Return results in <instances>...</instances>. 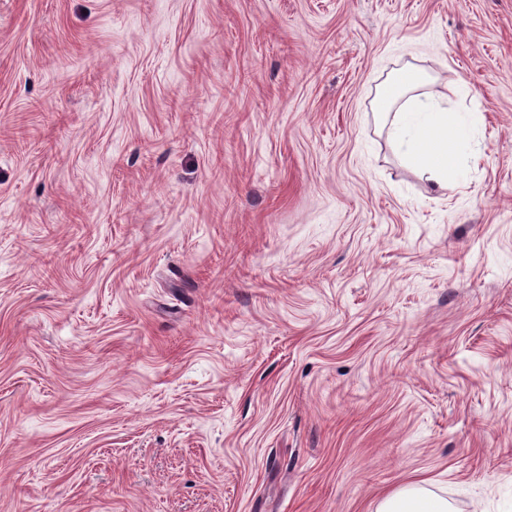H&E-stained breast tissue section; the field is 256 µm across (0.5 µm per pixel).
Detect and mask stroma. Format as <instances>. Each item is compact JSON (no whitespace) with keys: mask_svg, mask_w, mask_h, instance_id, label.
<instances>
[{"mask_svg":"<svg viewBox=\"0 0 512 512\" xmlns=\"http://www.w3.org/2000/svg\"><path fill=\"white\" fill-rule=\"evenodd\" d=\"M478 113L433 191L399 69ZM512 512V0H0V512ZM419 71L405 69L379 91L377 110L403 161L431 187L447 191L448 182L465 178L479 157V119L474 112L442 105L426 93ZM448 500L425 493L420 487L404 488L388 495L379 512H448Z\"/></svg>","mask_w":512,"mask_h":512,"instance_id":"35a3bbf8","label":"stroma"}]
</instances>
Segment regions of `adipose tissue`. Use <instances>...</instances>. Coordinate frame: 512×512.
I'll list each match as a JSON object with an SVG mask.
<instances>
[{"instance_id": "ef3b65f1", "label": "adipose tissue", "mask_w": 512, "mask_h": 512, "mask_svg": "<svg viewBox=\"0 0 512 512\" xmlns=\"http://www.w3.org/2000/svg\"><path fill=\"white\" fill-rule=\"evenodd\" d=\"M425 83L421 72L402 70L380 89L377 110L403 161L444 191L464 179L478 158L479 120L422 93ZM379 512H449V507L447 500L410 487L388 495Z\"/></svg>"}]
</instances>
